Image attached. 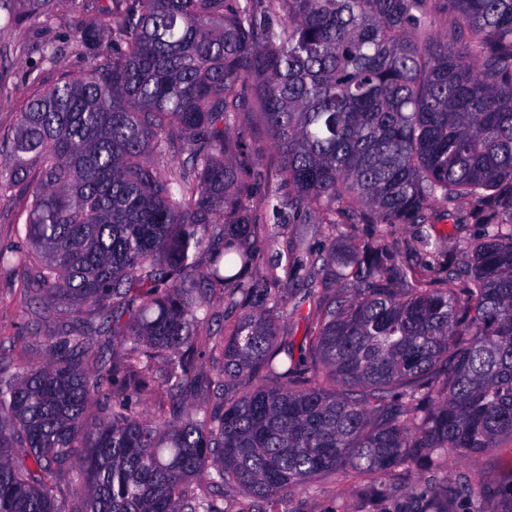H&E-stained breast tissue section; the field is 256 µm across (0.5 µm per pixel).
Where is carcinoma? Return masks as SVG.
Listing matches in <instances>:
<instances>
[{
  "instance_id": "obj_1",
  "label": "carcinoma",
  "mask_w": 512,
  "mask_h": 512,
  "mask_svg": "<svg viewBox=\"0 0 512 512\" xmlns=\"http://www.w3.org/2000/svg\"><path fill=\"white\" fill-rule=\"evenodd\" d=\"M72 38L92 64L30 99L0 154V197L29 199L0 270L30 271L27 305L93 307L122 356L92 381L90 336H66L42 366L0 367V512H255L236 491L290 512L284 493L329 474L403 482L512 438V0H110ZM252 117L281 158L257 199ZM462 202L483 235L441 280L382 239L336 245ZM270 215L330 238L282 267L315 302L297 355L286 302L247 278ZM216 292L239 311L223 401L142 418L199 377ZM203 473L216 494L189 486ZM477 490L416 484L419 509L380 512Z\"/></svg>"
}]
</instances>
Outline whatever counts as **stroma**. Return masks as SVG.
I'll return each instance as SVG.
<instances>
[{
  "instance_id": "stroma-1",
  "label": "stroma",
  "mask_w": 512,
  "mask_h": 512,
  "mask_svg": "<svg viewBox=\"0 0 512 512\" xmlns=\"http://www.w3.org/2000/svg\"><path fill=\"white\" fill-rule=\"evenodd\" d=\"M107 0H71L56 16L22 12L16 24L0 27V98L10 101L9 109L0 111V141L15 133L16 114L28 99L41 88L52 84L60 71L80 73L90 61L68 45L67 39L78 25L91 17ZM59 46L56 60H47L43 44ZM26 198L0 200V248L22 246L25 243L27 217ZM300 240L305 251L318 252L326 248L327 240L310 224H270L262 237L264 256L252 276L262 279L276 256L286 255L288 244ZM23 277L14 272L0 273V365L27 362L39 366L50 358L49 345L56 338L80 333L91 334L94 344L108 343L106 334L95 332L92 324L74 322L69 314L36 307L22 310ZM273 292L285 295L294 314L284 316L280 326L289 340H300L309 326L307 314L313 303L303 292L290 290L288 282L272 283ZM224 370V356L214 353L203 365L205 381L186 387L176 399H148L136 405V412L154 419L169 412L172 405L215 402L217 394L211 382ZM442 476L454 482L465 478L481 481L483 491L499 497L512 495V441L502 440L499 447L482 453L459 456L449 454ZM362 482L351 473L339 472L324 478L305 490L285 494L291 512H360Z\"/></svg>"
}]
</instances>
